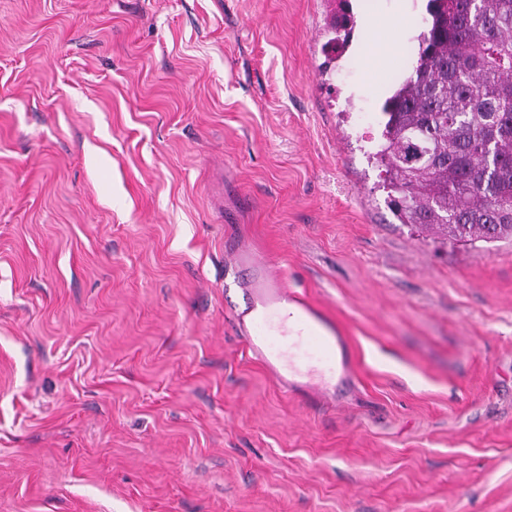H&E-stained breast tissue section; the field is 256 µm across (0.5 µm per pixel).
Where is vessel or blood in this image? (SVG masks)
I'll use <instances>...</instances> for the list:
<instances>
[{
  "instance_id": "1",
  "label": "vessel or blood",
  "mask_w": 512,
  "mask_h": 512,
  "mask_svg": "<svg viewBox=\"0 0 512 512\" xmlns=\"http://www.w3.org/2000/svg\"><path fill=\"white\" fill-rule=\"evenodd\" d=\"M224 254L242 272L243 304L232 326L256 359L285 386H347L354 378L348 339L335 324L236 241L226 240Z\"/></svg>"
}]
</instances>
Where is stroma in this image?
<instances>
[{
  "label": "stroma",
  "instance_id": "obj_1",
  "mask_svg": "<svg viewBox=\"0 0 512 512\" xmlns=\"http://www.w3.org/2000/svg\"><path fill=\"white\" fill-rule=\"evenodd\" d=\"M427 0H0V512H512V242L398 223ZM254 247L350 343L285 392Z\"/></svg>",
  "mask_w": 512,
  "mask_h": 512
}]
</instances>
